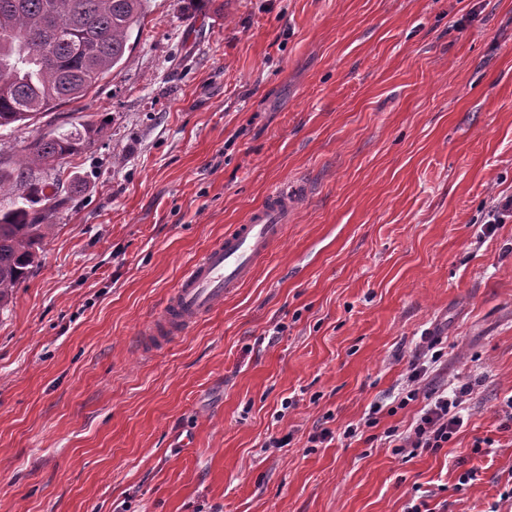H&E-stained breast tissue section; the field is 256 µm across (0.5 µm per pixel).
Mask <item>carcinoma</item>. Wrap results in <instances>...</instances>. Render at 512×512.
Instances as JSON below:
<instances>
[{
    "mask_svg": "<svg viewBox=\"0 0 512 512\" xmlns=\"http://www.w3.org/2000/svg\"><path fill=\"white\" fill-rule=\"evenodd\" d=\"M146 16V0H0V127L30 121L86 96L131 51L130 36ZM45 135L28 148L24 165L55 169L97 135ZM0 213V307L36 264L62 205Z\"/></svg>",
    "mask_w": 512,
    "mask_h": 512,
    "instance_id": "cac0c4a2",
    "label": "carcinoma"
}]
</instances>
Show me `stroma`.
<instances>
[{"instance_id":"stroma-1","label":"stroma","mask_w":512,"mask_h":512,"mask_svg":"<svg viewBox=\"0 0 512 512\" xmlns=\"http://www.w3.org/2000/svg\"><path fill=\"white\" fill-rule=\"evenodd\" d=\"M200 3L147 0L85 98L0 128V212L43 206L15 186L34 139L100 129L29 177L65 204L0 309V512H512V0ZM277 187L282 243L142 354L186 266ZM425 336L428 383H482L405 458L385 436L421 408L400 400Z\"/></svg>"}]
</instances>
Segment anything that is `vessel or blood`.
<instances>
[{"mask_svg": "<svg viewBox=\"0 0 512 512\" xmlns=\"http://www.w3.org/2000/svg\"><path fill=\"white\" fill-rule=\"evenodd\" d=\"M291 215L287 191H270L244 223L235 225L187 266L160 313L146 324L145 344H168L221 305L251 278L259 262L282 240Z\"/></svg>", "mask_w": 512, "mask_h": 512, "instance_id": "obj_1", "label": "vessel or blood"}]
</instances>
